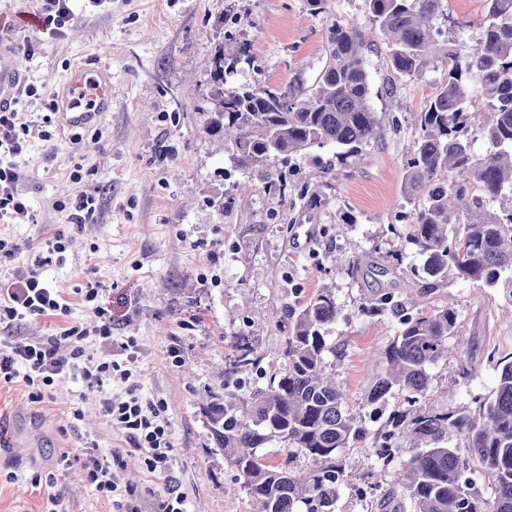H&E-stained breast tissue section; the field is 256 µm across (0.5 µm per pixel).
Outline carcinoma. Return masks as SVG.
Listing matches in <instances>:
<instances>
[{
    "label": "carcinoma",
    "instance_id": "1",
    "mask_svg": "<svg viewBox=\"0 0 512 512\" xmlns=\"http://www.w3.org/2000/svg\"><path fill=\"white\" fill-rule=\"evenodd\" d=\"M375 34L388 48L393 72L415 76L438 45L437 21L446 0H366ZM487 25L477 46L441 48L448 72L426 109L420 133L403 164V194L413 205L397 215L410 225L407 243L422 257L425 287L442 288L448 277L479 287L501 288L512 297V207L493 203L512 197V0H485ZM365 34L351 23L328 28L325 56L306 81L281 86L242 85L222 89L207 112L210 134L247 180L263 174V191L284 196L288 180L280 166L312 147L337 146L339 163L362 154L383 138L385 128L370 100L372 82ZM489 103L473 107V86ZM490 144L473 150V129ZM332 169L313 190H304L314 210L332 189ZM391 312L397 331L382 349V370L367 396L372 406L392 389L405 406L393 410L374 435L379 460L392 463L404 445L416 449L400 463V492L413 512H512V360L499 375L494 396L478 416L464 407L427 408L418 403L429 391L426 367L448 356V338L458 335L457 314L446 303L429 315L398 308L394 294L375 296L361 308L374 317ZM288 319L286 366L240 402L226 399L209 410L213 437L243 479L255 512H335L344 467L340 448L366 439V416L346 410L343 387L327 371L326 354L336 353L323 328L336 321L328 288L285 310ZM228 377L251 367L262 371L252 345L239 338ZM277 442L287 449L276 462L257 449ZM311 459L305 474L293 456ZM478 458L494 489L491 499L475 487L470 459Z\"/></svg>",
    "mask_w": 512,
    "mask_h": 512
}]
</instances>
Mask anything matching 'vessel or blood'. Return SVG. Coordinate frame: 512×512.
Segmentation results:
<instances>
[{
  "instance_id": "b4317fda",
  "label": "vessel or blood",
  "mask_w": 512,
  "mask_h": 512,
  "mask_svg": "<svg viewBox=\"0 0 512 512\" xmlns=\"http://www.w3.org/2000/svg\"><path fill=\"white\" fill-rule=\"evenodd\" d=\"M19 74L17 52L0 48V106L14 102ZM67 93L66 122L73 128L83 127L96 120L102 112L108 111L112 100V82L101 71L84 68L71 73Z\"/></svg>"
}]
</instances>
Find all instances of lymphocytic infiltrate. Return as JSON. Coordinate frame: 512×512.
Instances as JSON below:
<instances>
[{
	"label": "lymphocytic infiltrate",
	"instance_id": "f902f5d3",
	"mask_svg": "<svg viewBox=\"0 0 512 512\" xmlns=\"http://www.w3.org/2000/svg\"><path fill=\"white\" fill-rule=\"evenodd\" d=\"M33 124L14 106L0 108V223L33 224L37 215L20 186V174L14 162L32 135ZM44 259L13 273L11 280L0 285V325H13L29 317H60L70 306L47 283L42 268ZM102 289L99 281L88 280L80 291L83 306L99 318V326L86 329L77 325L60 329L49 336L26 341L0 342V381H21L29 391L31 402L40 403L49 395L55 380L79 375L89 388L102 390L113 377L129 380L130 370L120 364L94 357L88 351L89 339L101 344L112 342V320L108 310L96 300ZM99 410L116 429L129 438L134 450L140 451L146 469L155 475L166 471L172 443L168 423L160 406L142 402L135 390L126 398L102 395ZM81 474L88 485L104 497L117 499L123 512H139L132 491L123 490L111 463L100 455L94 442H86Z\"/></svg>",
	"mask_w": 512,
	"mask_h": 512
}]
</instances>
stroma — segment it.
<instances>
[{
    "mask_svg": "<svg viewBox=\"0 0 512 512\" xmlns=\"http://www.w3.org/2000/svg\"><path fill=\"white\" fill-rule=\"evenodd\" d=\"M37 8L36 0H0V46L41 42L29 75L61 97L72 71L100 67L112 79V102L93 128L82 130L83 150L73 151L72 130L56 118L51 140L31 139L16 157L38 221L0 226L19 245L15 254L0 255V277L31 265L42 243L67 229L68 214L55 202L74 198L82 187L95 192L94 216L65 252L53 255L46 277L70 298L88 279L102 283L98 303L112 314V344L133 343L134 382L144 400L165 404L173 452L165 477L151 476L127 437L100 415L98 394L82 379L56 382L40 404L30 402L21 384L2 383L0 512H42L52 494L69 512H114L112 500L81 479L88 438L104 459L120 458V483L135 490L141 512H162L172 488L184 493L189 512H253L241 478L215 443L208 405L225 395L237 338L250 341L267 370L285 366L283 312L325 285L339 309L336 322L324 328L336 348L326 360L353 414H363L379 350L396 332L392 316L367 318L360 309L386 292L425 313L452 303L469 344L465 358L428 366L426 405L474 411L477 398L493 396L500 362L512 356V299L502 289L459 280L426 289L413 274L422 259L406 242L409 227L395 221L408 208L403 163L418 136L414 120L446 74L445 58L428 59L417 77L397 78L386 44L375 40L366 58L383 140L337 166L333 189L315 214L296 191L320 180L336 153L332 147L291 158L293 190L286 197L259 190L223 212L215 201L230 189L235 166L223 140L206 130L216 51L250 48L251 63L239 64L229 85L293 83L318 69L333 21L373 31L366 0H325L320 13L308 0H112L110 10L95 13L77 0L62 37L29 23ZM485 16L484 0H448L437 25L442 39L473 47ZM77 165L80 185L70 179ZM340 253L370 254L386 271L365 267L351 275L334 267ZM173 347L175 363L168 357ZM75 402L84 417L72 423L67 411ZM17 430L31 439L19 453L12 443ZM64 455L71 465L61 471ZM339 457L347 480L336 512H363L358 487L371 485L381 495L398 481L396 467L382 468L371 442L341 449ZM18 472L22 481H7ZM51 472L53 484H36V476Z\"/></svg>",
    "mask_w": 512,
    "mask_h": 512,
    "instance_id": "stroma-1",
    "label": "stroma"
}]
</instances>
